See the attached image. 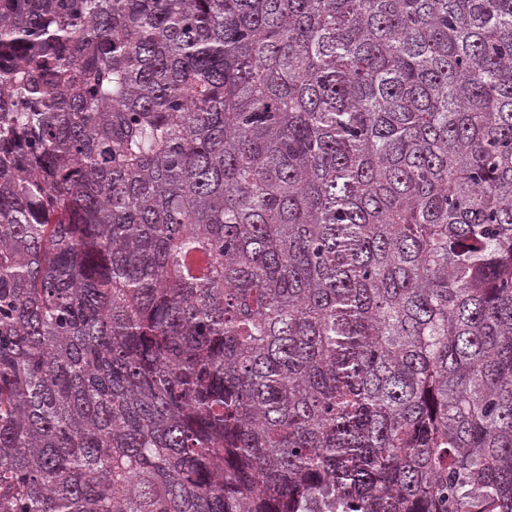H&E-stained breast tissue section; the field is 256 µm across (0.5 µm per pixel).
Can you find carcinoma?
<instances>
[{
    "mask_svg": "<svg viewBox=\"0 0 512 512\" xmlns=\"http://www.w3.org/2000/svg\"><path fill=\"white\" fill-rule=\"evenodd\" d=\"M0 512H512V0H0Z\"/></svg>",
    "mask_w": 512,
    "mask_h": 512,
    "instance_id": "carcinoma-1",
    "label": "carcinoma"
}]
</instances>
